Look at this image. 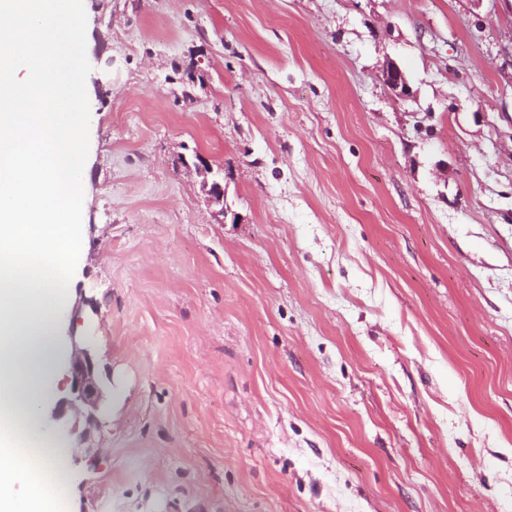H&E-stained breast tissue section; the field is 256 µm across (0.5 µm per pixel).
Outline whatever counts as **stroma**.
<instances>
[{"label": "stroma", "instance_id": "1", "mask_svg": "<svg viewBox=\"0 0 512 512\" xmlns=\"http://www.w3.org/2000/svg\"><path fill=\"white\" fill-rule=\"evenodd\" d=\"M80 4L61 512H512V0ZM383 80L385 84L400 96L407 97L411 95V87L403 70L394 62H390L383 70ZM68 340L71 346L67 373L71 382V398L60 400L54 411V420L62 421L70 408L82 409L89 420L103 411V389L96 364L89 350L90 336H76L74 319Z\"/></svg>", "mask_w": 512, "mask_h": 512}]
</instances>
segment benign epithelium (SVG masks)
Returning <instances> with one entry per match:
<instances>
[{
	"label": "benign epithelium",
	"instance_id": "benign-epithelium-1",
	"mask_svg": "<svg viewBox=\"0 0 512 512\" xmlns=\"http://www.w3.org/2000/svg\"><path fill=\"white\" fill-rule=\"evenodd\" d=\"M385 84L400 96L411 95V87L403 70L390 62L383 70ZM68 340L71 346L67 373L71 382V397L58 402L54 411V420L64 419L71 408L81 409L92 420L103 411V389L96 364L89 350L90 337L76 335V329L70 328Z\"/></svg>",
	"mask_w": 512,
	"mask_h": 512
}]
</instances>
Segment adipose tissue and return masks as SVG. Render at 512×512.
<instances>
[{
	"instance_id": "adipose-tissue-1",
	"label": "adipose tissue",
	"mask_w": 512,
	"mask_h": 512,
	"mask_svg": "<svg viewBox=\"0 0 512 512\" xmlns=\"http://www.w3.org/2000/svg\"><path fill=\"white\" fill-rule=\"evenodd\" d=\"M75 0H0V512L17 482L25 512L51 489L13 437L40 443L38 401L52 389L55 314L83 202L82 75Z\"/></svg>"
}]
</instances>
